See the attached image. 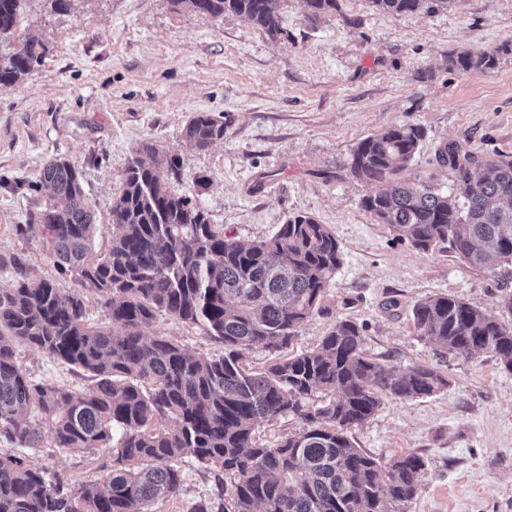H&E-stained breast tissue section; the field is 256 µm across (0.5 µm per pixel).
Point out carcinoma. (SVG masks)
Listing matches in <instances>:
<instances>
[{
    "label": "carcinoma",
    "instance_id": "cac0c4a2",
    "mask_svg": "<svg viewBox=\"0 0 512 512\" xmlns=\"http://www.w3.org/2000/svg\"><path fill=\"white\" fill-rule=\"evenodd\" d=\"M26 0H0V43L17 36ZM309 18L333 14L339 0H303ZM392 15L432 10L453 0H370ZM211 19L244 17L275 37L282 32L276 0H172ZM25 48L0 52V86L23 81L46 47L28 34ZM497 50L448 56V68L488 70ZM203 151L224 139V116L198 112L183 130ZM426 137L417 125L392 126L353 149L351 173L385 184L363 208L400 240L428 252L441 248L469 265H512V156L483 158L453 141L437 163L450 168L462 195L397 178ZM182 158L143 143L125 169L112 203V237L93 250L96 229L82 173L63 157L47 161L40 185L53 203L38 217L58 279L25 276L18 256L9 263L20 279L0 288V438L37 448L41 427L25 419L35 410L55 448L112 447L100 479L53 483L23 454L0 455V512H154L179 496V463L191 458L217 472L218 489L191 512H402L416 495L425 463L416 453L388 461L356 447L351 431L388 398L413 400L448 387L435 367L401 371L370 358L363 328L334 322L318 344L286 358L298 329L326 311V289L342 263L331 228L294 213L269 239L244 242L224 235L208 212L171 190ZM72 280L66 291L59 281ZM103 300L110 325L87 322L85 298ZM167 314L224 345L219 357L198 355L169 336L151 333ZM417 335L444 353H490L512 371V323L491 309L450 295L416 303ZM24 343L89 376L74 392L37 382L17 364ZM276 354L261 372L245 367L247 353ZM323 394L318 404L312 397ZM293 416L305 427L273 445L256 435L263 421ZM120 431L116 444L114 431ZM230 477V483L223 476Z\"/></svg>",
    "mask_w": 512,
    "mask_h": 512
}]
</instances>
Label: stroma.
<instances>
[{
	"label": "stroma",
	"mask_w": 512,
	"mask_h": 512,
	"mask_svg": "<svg viewBox=\"0 0 512 512\" xmlns=\"http://www.w3.org/2000/svg\"><path fill=\"white\" fill-rule=\"evenodd\" d=\"M277 11L282 32L274 38L244 18L214 20L171 0H87L68 13L28 0L8 49L20 50L22 34L33 32L46 51L28 79L0 87V256L21 255L30 278H56L42 229L16 232L47 204L37 182L54 156L80 168L95 249L107 250L112 202L145 141L182 157L171 189L200 203L228 236L267 239L288 214L312 215L331 227L342 264L326 313L301 327L291 352L314 347L334 321L349 319L363 325L365 349L379 362L440 365L447 389L386 399L352 439L380 459L423 458L406 512H512V372L486 353L438 359L412 319L414 304L437 294L497 309L500 295L512 292V268L478 269L397 240L362 206L379 184L349 169L361 139L398 124L426 131L401 174L415 188L456 191L451 170L435 160L445 143L482 157L512 154V0H453L401 15L369 0H339L336 13L316 19L301 0H278ZM479 49L496 50L495 68L449 69V53ZM198 112L224 116L223 140L204 151L182 137ZM153 331L200 354L224 352L165 314ZM17 357L33 379L73 390L91 384L28 346H18ZM25 455L75 482L101 477L111 459L106 448L47 442ZM181 469L182 494L155 512H190L216 492L209 470L190 460Z\"/></svg>",
	"instance_id": "obj_1"
}]
</instances>
